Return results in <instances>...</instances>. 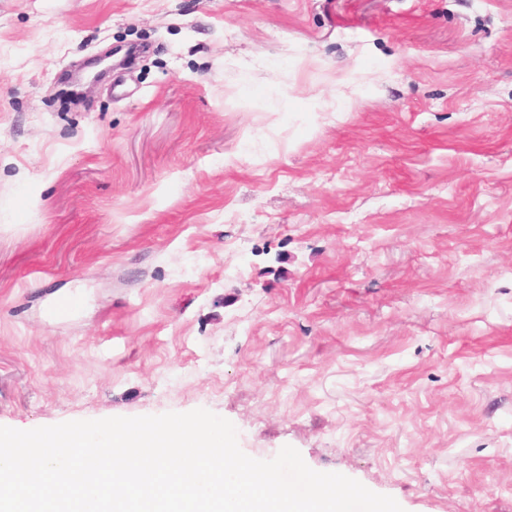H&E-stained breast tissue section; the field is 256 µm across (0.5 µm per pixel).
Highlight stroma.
Wrapping results in <instances>:
<instances>
[{
  "mask_svg": "<svg viewBox=\"0 0 512 512\" xmlns=\"http://www.w3.org/2000/svg\"><path fill=\"white\" fill-rule=\"evenodd\" d=\"M198 408L512 512V0H0V426Z\"/></svg>",
  "mask_w": 512,
  "mask_h": 512,
  "instance_id": "stroma-1",
  "label": "stroma"
}]
</instances>
